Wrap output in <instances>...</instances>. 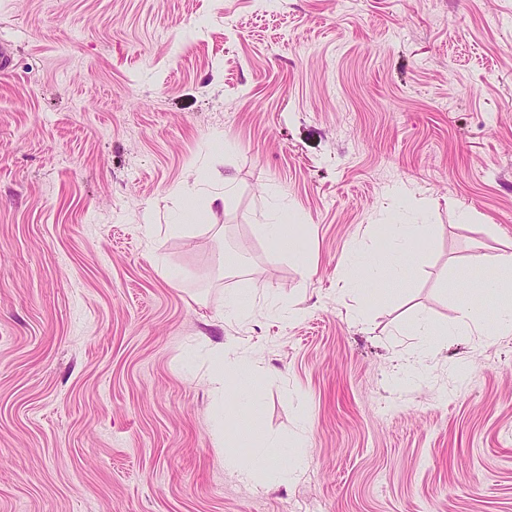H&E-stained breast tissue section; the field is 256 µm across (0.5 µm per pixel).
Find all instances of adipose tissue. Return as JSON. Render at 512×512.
<instances>
[{
	"label": "adipose tissue",
	"instance_id": "1",
	"mask_svg": "<svg viewBox=\"0 0 512 512\" xmlns=\"http://www.w3.org/2000/svg\"><path fill=\"white\" fill-rule=\"evenodd\" d=\"M386 237L397 247L396 255L373 252L362 254L353 252V265L359 266V274L353 275L349 288L361 290L366 283H379L387 277L397 278L411 263L416 249L425 246L433 235L428 224H389L385 227ZM498 296L492 324L481 320V309L489 296ZM466 328L481 336L512 335V251L501 252L495 260L492 274L484 278L477 288L461 299L460 316L456 324L447 328L448 333H456ZM254 375L250 354L223 347H215L210 352V369L206 374L207 383L215 396L229 392L240 379Z\"/></svg>",
	"mask_w": 512,
	"mask_h": 512
}]
</instances>
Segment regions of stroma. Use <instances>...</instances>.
Returning <instances> with one entry per match:
<instances>
[{
    "mask_svg": "<svg viewBox=\"0 0 512 512\" xmlns=\"http://www.w3.org/2000/svg\"><path fill=\"white\" fill-rule=\"evenodd\" d=\"M1 42L0 512H512V335L417 330L512 248V0H0ZM397 214L431 241L351 291ZM272 221L269 224H264L265 231L267 236L271 241H273L276 245V249L282 253H288L291 251L290 238L285 236L284 227L282 225L285 222L284 214L282 212H277L272 216ZM254 376L251 356L245 351L225 349L218 346L210 352V369L207 383L215 396L224 398L242 378Z\"/></svg>",
    "mask_w": 512,
    "mask_h": 512,
    "instance_id": "stroma-1",
    "label": "stroma"
}]
</instances>
